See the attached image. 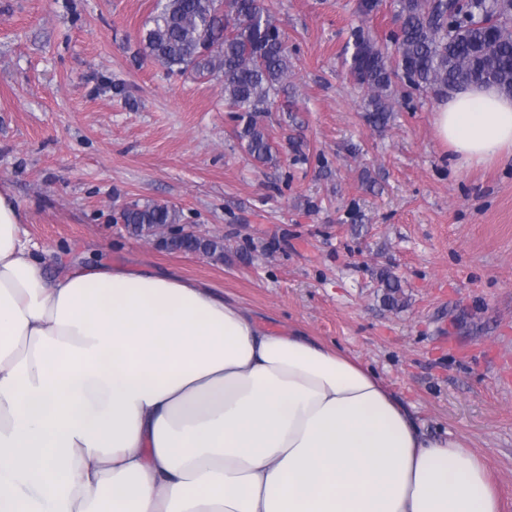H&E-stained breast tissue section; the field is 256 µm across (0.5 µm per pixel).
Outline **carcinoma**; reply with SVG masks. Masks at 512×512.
I'll list each match as a JSON object with an SVG mask.
<instances>
[{
  "instance_id": "carcinoma-1",
  "label": "carcinoma",
  "mask_w": 512,
  "mask_h": 512,
  "mask_svg": "<svg viewBox=\"0 0 512 512\" xmlns=\"http://www.w3.org/2000/svg\"><path fill=\"white\" fill-rule=\"evenodd\" d=\"M394 54L383 51L359 26L354 31L350 79L367 91V120L375 129L388 126L401 75L415 90L496 87L512 95V0H396ZM142 35V56L168 70L198 78H219L224 104L236 113L235 136L255 161H277L263 120L274 107L291 74L284 36L265 0H158ZM120 219L137 237L155 224H175V206L158 200L128 203ZM224 254V241L204 238L177 247ZM384 301L398 304V280L380 275Z\"/></svg>"
}]
</instances>
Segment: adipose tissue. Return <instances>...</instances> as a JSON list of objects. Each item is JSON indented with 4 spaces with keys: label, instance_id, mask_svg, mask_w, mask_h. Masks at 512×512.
<instances>
[{
    "label": "adipose tissue",
    "instance_id": "obj_1",
    "mask_svg": "<svg viewBox=\"0 0 512 512\" xmlns=\"http://www.w3.org/2000/svg\"><path fill=\"white\" fill-rule=\"evenodd\" d=\"M464 166L512 157V97L448 94ZM0 190V512H501L358 357L207 285L109 263L49 277Z\"/></svg>",
    "mask_w": 512,
    "mask_h": 512
}]
</instances>
